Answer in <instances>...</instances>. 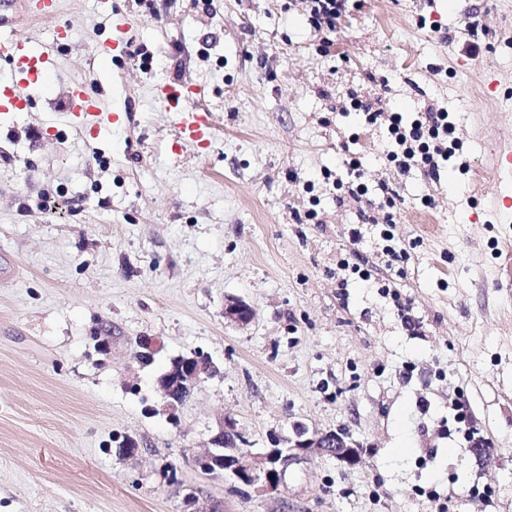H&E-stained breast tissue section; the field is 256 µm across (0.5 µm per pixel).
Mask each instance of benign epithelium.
Listing matches in <instances>:
<instances>
[{
	"instance_id": "benign-epithelium-1",
	"label": "benign epithelium",
	"mask_w": 512,
	"mask_h": 512,
	"mask_svg": "<svg viewBox=\"0 0 512 512\" xmlns=\"http://www.w3.org/2000/svg\"><path fill=\"white\" fill-rule=\"evenodd\" d=\"M224 318L247 326L253 319V311L246 302L230 298L224 303ZM215 373L212 359L201 352L173 359L170 368L156 379V393L163 411L174 415L185 398ZM244 442L235 420L225 416L219 420L218 431L210 437L208 448L192 456V463L204 473L227 477L247 486L259 484L262 489L275 492L289 462L310 453L334 458L350 467L361 462L360 444L340 430H310L297 425L293 436L275 434L270 438L271 447L255 455L241 451L240 445Z\"/></svg>"
}]
</instances>
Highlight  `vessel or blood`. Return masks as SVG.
<instances>
[{"label": "vessel or blood", "mask_w": 512, "mask_h": 512, "mask_svg": "<svg viewBox=\"0 0 512 512\" xmlns=\"http://www.w3.org/2000/svg\"><path fill=\"white\" fill-rule=\"evenodd\" d=\"M0 57L12 64L18 79L12 86L0 89V108L5 104L16 105L24 100L27 88L50 72L55 59L40 42L18 41L11 30L0 27ZM203 94L201 86L185 80L163 83L156 88L158 99L169 110L180 113L175 144H201L209 141L213 126L208 110L198 106L197 100ZM65 101L77 122L84 126H96L100 120L99 106L83 84H69Z\"/></svg>", "instance_id": "vessel-or-blood-1"}]
</instances>
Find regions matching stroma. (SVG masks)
<instances>
[{"label":"stroma","instance_id":"35a3bbf8","mask_svg":"<svg viewBox=\"0 0 512 512\" xmlns=\"http://www.w3.org/2000/svg\"><path fill=\"white\" fill-rule=\"evenodd\" d=\"M30 3L0 0V24L58 69L0 113V512H183L190 490L205 512H512V173L495 153L512 133V0H364L326 53L306 0H111L129 27L105 67L97 0H59L47 21ZM181 78L205 86L214 136L176 151L154 88ZM72 82L112 120L76 124L58 95ZM353 90L386 113L446 109L468 171L397 173L386 125L339 111ZM352 158L368 199L382 180L399 191L403 267L360 202L336 199ZM228 297L250 325L225 321ZM143 339L159 347L146 366ZM198 350L217 375L177 422L150 412L169 359ZM225 415L246 452L299 423L346 431L362 461L307 455L273 493L204 474L191 457ZM126 437L136 458L115 451ZM224 318L239 326H247L253 319V311L250 305L240 299H225Z\"/></svg>","mask_w":512,"mask_h":512}]
</instances>
